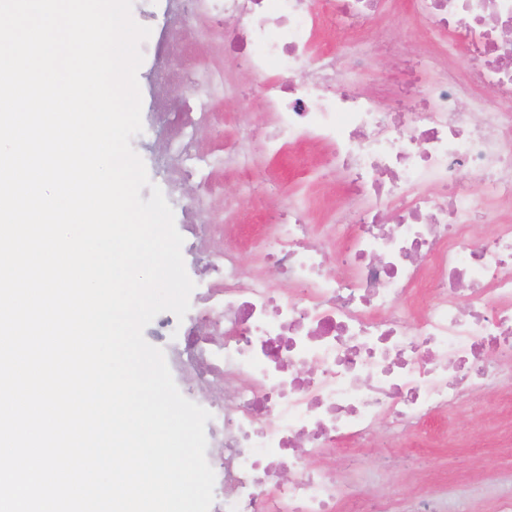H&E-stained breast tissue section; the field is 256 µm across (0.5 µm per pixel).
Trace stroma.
Returning <instances> with one entry per match:
<instances>
[{"label": "stroma", "mask_w": 512, "mask_h": 512, "mask_svg": "<svg viewBox=\"0 0 512 512\" xmlns=\"http://www.w3.org/2000/svg\"><path fill=\"white\" fill-rule=\"evenodd\" d=\"M165 6V0H152L148 6L135 0L132 15L137 23L150 28V42L180 38L188 64L217 57L237 93L218 97L214 109L248 118L251 127L261 126L264 116L260 82L239 71L232 56L222 55L223 34H216L208 42L198 40L190 25L181 26L166 19ZM362 37L371 54L359 72L358 86L375 93L400 77L403 56L415 54L423 44L422 24L411 13L408 0H403L398 19H376ZM167 66L165 58L148 54L137 75L142 123L149 132L135 151L146 166L152 186L163 190L168 187L160 165L164 134L152 125V102L159 93L173 98L191 94L181 83L160 82L159 72ZM271 176L278 177L283 188L268 198L270 208L289 200L306 201L320 196L336 207L344 202L339 178L325 173L320 166L298 171L287 159L258 161L257 179ZM425 431V441L409 446L397 440L386 425H378L368 441L366 460L371 477L364 485L365 494L392 499L402 510L411 501L450 487L456 493L459 512H496L497 493L512 489V443L506 440L507 434L512 433V378L501 377L480 399L437 415Z\"/></svg>", "instance_id": "obj_1"}]
</instances>
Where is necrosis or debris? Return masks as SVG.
Returning a JSON list of instances; mask_svg holds the SVG:
<instances>
[{
	"label": "necrosis or debris",
	"instance_id": "1",
	"mask_svg": "<svg viewBox=\"0 0 512 512\" xmlns=\"http://www.w3.org/2000/svg\"><path fill=\"white\" fill-rule=\"evenodd\" d=\"M169 3L206 37L235 21L228 48L260 80L267 118L249 143L224 141L218 167L239 186L223 211L203 194L187 201L191 229L210 247L208 282L192 313L158 321L160 330H182L193 385L224 383L206 405L220 435L210 512H397L362 496L360 445L383 421L411 437L432 416L484 395L496 371H512V221L501 213L512 205V0H410L447 40L409 60L383 104L352 73L366 57L365 26L393 0ZM336 30L349 49L317 51ZM460 44L472 60L464 80L448 68ZM165 77L197 91L189 109L167 96L153 104L177 192L192 166L210 164L196 133L226 125L210 100L233 87L220 69L173 67ZM307 146L323 148L344 184V208L320 233L308 205L266 209L277 187L252 180L258 159ZM477 192L492 230L473 244ZM247 207L262 212L261 269L276 268L284 290L261 269L246 274L235 249L215 246ZM419 288L430 298L412 319L402 303ZM342 442L354 448L347 479L325 461Z\"/></svg>",
	"mask_w": 512,
	"mask_h": 512
}]
</instances>
